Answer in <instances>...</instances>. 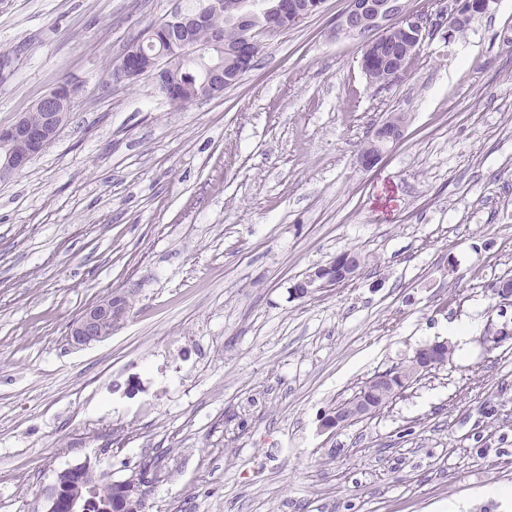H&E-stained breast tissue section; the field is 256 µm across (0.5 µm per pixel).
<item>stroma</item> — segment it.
Instances as JSON below:
<instances>
[{"instance_id":"obj_1","label":"stroma","mask_w":512,"mask_h":512,"mask_svg":"<svg viewBox=\"0 0 512 512\" xmlns=\"http://www.w3.org/2000/svg\"><path fill=\"white\" fill-rule=\"evenodd\" d=\"M178 0H0V126L61 83L56 140L0 182V512L91 461L151 465L145 512H512V0L447 38L453 0L406 76L369 86L331 37L346 0L261 34L254 69L179 107L110 64ZM402 116L381 162L357 157ZM360 275L297 298L346 250ZM125 296L103 342L72 348L86 305ZM477 320L468 349L369 419L321 420L375 373Z\"/></svg>"}]
</instances>
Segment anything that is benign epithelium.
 <instances>
[{"label": "benign epithelium", "instance_id": "7a95c632", "mask_svg": "<svg viewBox=\"0 0 512 512\" xmlns=\"http://www.w3.org/2000/svg\"><path fill=\"white\" fill-rule=\"evenodd\" d=\"M493 0H454L448 14V36H453L458 28L470 24L475 17L486 13ZM324 0H245L236 24L242 27V41L234 46L224 45L221 37L213 41L212 46L198 45L186 38L188 32L207 23L209 16L224 8V0H203L195 9L175 8L171 15L149 30L148 41L171 37L179 53L185 58L198 56L212 57L211 48L223 47L224 58L239 65L237 77L252 70L254 58L260 48L253 38L254 29L260 20L266 21L265 30L277 32L288 29L304 19L321 12ZM400 30L405 34L401 43L402 55L413 56L424 42L426 31L423 20L401 8L395 0H348L346 8L336 17L331 36L359 40L363 48L361 67L367 69L375 64L377 54L372 48L389 39L393 32ZM140 72V56L136 51L125 56L120 66L113 72L112 80L123 82ZM156 86L172 103L183 102L178 82L167 77V65L164 60L155 61L152 71ZM225 88L224 70L220 65L211 66L205 78L195 85L194 100L210 99ZM76 97V89L63 84L36 103V109L44 113L43 123L37 127L27 123L20 115L8 126L0 127V179L9 180L20 174L30 158L47 147L55 138L64 119L63 109L70 108ZM404 124L385 121L374 131L370 152L359 156L358 164L364 170L373 168L386 153L388 146L400 141ZM358 257L346 250L337 258L335 267L324 266L306 273L298 281L299 287L293 289L299 298L314 296L326 292L341 283L334 269L345 271V277L356 275ZM128 316V308L119 295L107 294L86 306L81 314L69 325L67 340L76 348H84L102 342L112 335V329L120 326ZM512 338L509 323H489L488 341L499 345ZM394 375L387 372L375 374L370 382L388 386L397 397L412 384V380L392 382ZM375 414L374 406L364 397H357L345 408H338L324 419L327 428H342L367 419ZM100 477L90 464L82 463L55 474L51 484L45 486L41 495L47 506V512H89L91 499L85 495L69 493L68 485L74 481L85 488L99 483Z\"/></svg>", "mask_w": 512, "mask_h": 512}]
</instances>
